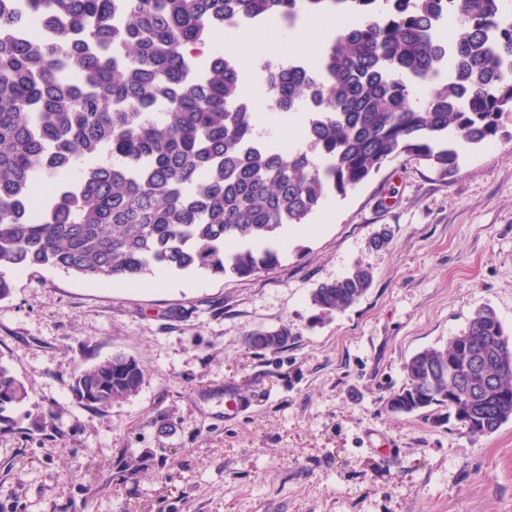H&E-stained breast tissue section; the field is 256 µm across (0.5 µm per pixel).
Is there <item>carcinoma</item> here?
<instances>
[{"label":"carcinoma","instance_id":"obj_1","mask_svg":"<svg viewBox=\"0 0 512 512\" xmlns=\"http://www.w3.org/2000/svg\"><path fill=\"white\" fill-rule=\"evenodd\" d=\"M309 14L338 20L317 62L262 66L271 108L308 114L305 145L292 149L259 139L238 58L202 47L235 17L291 29ZM41 22L48 37L26 33ZM511 113L507 0H0V268L49 265L107 283L155 267L251 278L277 252L227 245L308 223L387 161L451 176L452 134L492 143ZM371 285L356 266L312 301L344 311ZM278 336L254 332L248 345L279 349L288 333ZM403 369L394 414L446 408L481 434L512 419V339L489 307ZM143 379L117 352L69 388L97 411ZM28 400L0 364V413Z\"/></svg>","mask_w":512,"mask_h":512}]
</instances>
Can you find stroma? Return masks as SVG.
<instances>
[{
	"label": "stroma",
	"instance_id": "1",
	"mask_svg": "<svg viewBox=\"0 0 512 512\" xmlns=\"http://www.w3.org/2000/svg\"><path fill=\"white\" fill-rule=\"evenodd\" d=\"M504 124L508 138L464 145L446 179L384 163L311 233L282 229L278 264L246 280L169 270L162 288L153 274L110 288L1 269L0 362L30 399L0 425V512H512V420L473 434L433 407H386L404 362L479 307L512 337V114ZM358 265L371 288L322 315L313 290ZM281 329L283 348L246 343ZM119 351L141 364L140 391L80 406L74 374Z\"/></svg>",
	"mask_w": 512,
	"mask_h": 512
}]
</instances>
